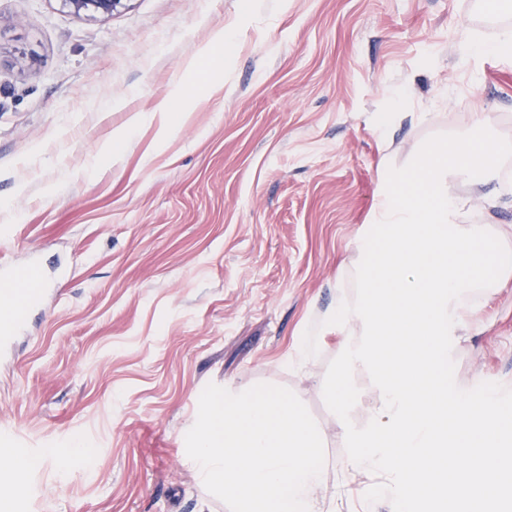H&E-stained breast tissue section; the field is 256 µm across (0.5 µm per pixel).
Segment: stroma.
I'll return each mask as SVG.
<instances>
[{
	"instance_id": "35a3bbf8",
	"label": "stroma",
	"mask_w": 512,
	"mask_h": 512,
	"mask_svg": "<svg viewBox=\"0 0 512 512\" xmlns=\"http://www.w3.org/2000/svg\"><path fill=\"white\" fill-rule=\"evenodd\" d=\"M512 26L496 0H127L108 17L63 0H0V262H37L51 291L0 359V449L36 453L11 512H229L185 435L208 384L301 394L341 453L320 385L339 337L321 329L384 165L475 113L512 139V58L458 44ZM234 39L181 68L219 29ZM184 79L187 114L157 145L145 123L119 158L88 164ZM472 224L512 225L482 186H455ZM455 382L512 389V285L472 314ZM319 356L289 370L295 336ZM94 449L92 462L62 451Z\"/></svg>"
}]
</instances>
